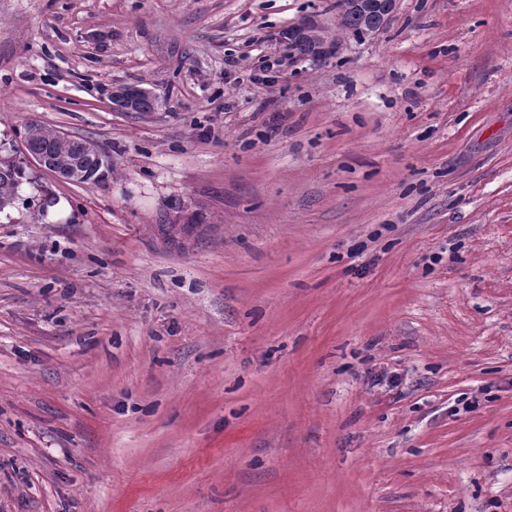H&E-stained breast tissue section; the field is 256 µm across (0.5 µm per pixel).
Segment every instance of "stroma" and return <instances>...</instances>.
Returning a JSON list of instances; mask_svg holds the SVG:
<instances>
[{
	"mask_svg": "<svg viewBox=\"0 0 512 512\" xmlns=\"http://www.w3.org/2000/svg\"><path fill=\"white\" fill-rule=\"evenodd\" d=\"M333 2L0 0V512H512V0ZM355 2L358 0H336L332 5L338 16L336 27L342 33H350L361 39L383 28L385 20L379 8ZM317 24H319L317 20L311 19L307 22L302 21L290 26L288 28V39L293 41L304 27L310 25L318 26ZM325 39H327L325 30L317 28L313 36H299L296 38L294 46L300 54L314 56L318 52L316 49L326 42ZM112 103L126 112L153 111L156 99L135 87H121L112 92ZM32 128L38 132V136L30 143V151L42 156L48 169L51 167L56 168V170L50 171L54 172L58 177L68 181L87 179L84 172L75 167H68L73 165H79L92 177L98 174L101 167L98 165L95 157L100 163H103V158L93 144L89 145V151L91 154L95 155V157L89 153L88 141L86 140L76 139L70 136L66 137L65 134L60 133L61 138L66 137L61 139L58 135L59 132L41 125H32ZM36 154L29 155L34 158L40 166L45 167L44 160ZM62 167L68 168L58 169ZM24 177L22 165L0 160V213L12 206L21 184L20 179Z\"/></svg>",
	"mask_w": 512,
	"mask_h": 512,
	"instance_id": "35a3bbf8",
	"label": "stroma"
}]
</instances>
